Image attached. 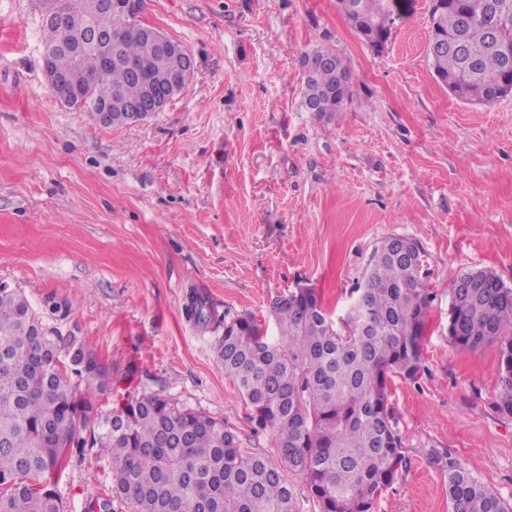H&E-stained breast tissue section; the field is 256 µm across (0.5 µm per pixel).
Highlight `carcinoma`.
<instances>
[{"mask_svg": "<svg viewBox=\"0 0 512 512\" xmlns=\"http://www.w3.org/2000/svg\"><path fill=\"white\" fill-rule=\"evenodd\" d=\"M447 0L429 14L426 55L435 76L457 97L492 103L512 76V0ZM370 47L386 43L390 0H336ZM80 9L86 24L108 33L134 19L108 12L102 0H56ZM459 41L476 63L433 41ZM76 29L62 37L44 27V47L74 89L97 105L139 104L152 94L173 99L185 87L156 76L168 59L147 38L127 42L122 54L137 60L132 74L93 59L109 45L86 46ZM305 103L321 113L340 112L351 95L348 64L328 47L303 61ZM448 336L469 350L498 342V410L512 416V287L491 270L452 280ZM431 292L409 254L391 238L372 250L348 317L339 332L322 298L299 287L272 305L278 335L250 314L217 315L207 294L191 290L185 311L198 324H224L216 356L233 379L258 430L272 433L281 463L240 447L224 420L178 405L137 381L138 368L86 358L97 355L85 339L48 326L26 296L0 288V512H67L47 485L75 461L105 457L111 485L87 495L81 512H298L289 470L307 483L320 512H373L375 502L407 467L388 390L394 377L425 370L423 339ZM448 487L451 512H512V504L463 469L448 454L428 453Z\"/></svg>", "mask_w": 512, "mask_h": 512, "instance_id": "carcinoma-1", "label": "carcinoma"}]
</instances>
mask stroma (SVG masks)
Here are the masks:
<instances>
[{
    "label": "stroma",
    "instance_id": "stroma-1",
    "mask_svg": "<svg viewBox=\"0 0 512 512\" xmlns=\"http://www.w3.org/2000/svg\"><path fill=\"white\" fill-rule=\"evenodd\" d=\"M50 0H0V283L78 330L148 390L223 419L242 448L278 460L226 377L223 328L185 313L190 289L217 311L277 327L271 306L309 285L342 327L373 247L417 240L433 293L426 369L395 379L409 464L374 512H448L429 450L450 453L512 500V416L497 408V344L448 338V288L493 270L512 287V95L459 99L426 57L431 0H393L382 51L336 0H143L138 19L179 41L194 73L146 121L105 126L61 104L42 71ZM350 66L342 111L304 103L305 52ZM106 477L94 457L56 490L69 512Z\"/></svg>",
    "mask_w": 512,
    "mask_h": 512
}]
</instances>
